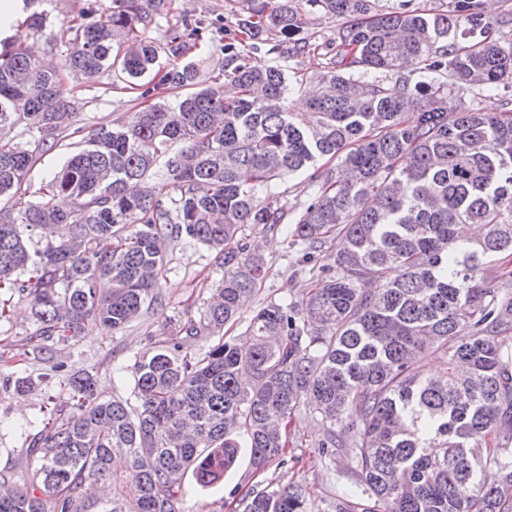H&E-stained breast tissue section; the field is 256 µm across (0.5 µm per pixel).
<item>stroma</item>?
Returning a JSON list of instances; mask_svg holds the SVG:
<instances>
[{"label":"stroma","mask_w":512,"mask_h":512,"mask_svg":"<svg viewBox=\"0 0 512 512\" xmlns=\"http://www.w3.org/2000/svg\"><path fill=\"white\" fill-rule=\"evenodd\" d=\"M139 2L153 17L149 34L159 43L165 42L169 28L177 21L207 16L213 24L212 34L204 36L185 55L186 60L198 64L205 79L223 74L224 68L219 64L224 56L223 46L237 36L240 20L249 15L247 0ZM340 25V19L309 8L302 36L309 42L310 52L296 55L262 44L251 50L250 63L261 69L271 66L284 69L291 88L290 103L295 111H303L306 89L320 77L327 59L340 51L336 40ZM150 85L146 77L134 88L123 83L111 85L103 78L64 80L61 89L70 112L82 127L81 132L63 138L55 149L41 156L28 176L30 193L2 200L0 207L15 212L25 208L33 201L34 191L52 177L72 152L82 148L88 130L123 116L141 102L142 90ZM245 235L252 249L261 252L271 265L272 273L257 286L252 300L236 321L224 328L225 338L239 343L245 342L248 325L263 302L272 298L297 299L311 286L307 267L301 261V246L277 230L249 229ZM223 279L224 266L217 262L214 251L194 241L171 242L167 247L166 271L158 289L159 300L139 321L112 336L90 329L75 342L55 344L46 360H32L23 354L27 337L36 329L27 298L0 289V304L6 309L0 318V380L7 376L28 377L35 382L34 389L23 394L0 383V468L7 466L20 474L26 472L23 455L26 439L40 426L46 399H53L57 407H70L69 392L60 385L54 364H64L69 370L91 371L104 392L127 396L132 387L131 366L136 356L154 353L161 341L177 334L184 323L199 319ZM323 434L324 426L318 417L292 421L288 427L291 443L286 464L273 463L264 470H255L249 449H242L235 468L225 475L223 483L191 487L181 505L183 512H215L219 507L224 512H233V498L246 491L282 489L294 482L307 485L311 512H329L330 502L351 485L352 463L344 456L336 457L331 463L323 462L317 450V441Z\"/></svg>","instance_id":"1"}]
</instances>
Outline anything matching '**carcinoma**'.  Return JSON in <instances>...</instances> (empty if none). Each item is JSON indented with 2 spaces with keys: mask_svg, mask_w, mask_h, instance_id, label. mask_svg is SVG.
Returning a JSON list of instances; mask_svg holds the SVG:
<instances>
[{
  "mask_svg": "<svg viewBox=\"0 0 512 512\" xmlns=\"http://www.w3.org/2000/svg\"><path fill=\"white\" fill-rule=\"evenodd\" d=\"M249 2L224 44L233 98L182 61L211 24L184 19L161 46L137 0L89 3L58 34L33 11L25 37L60 46V67L3 42L0 131L37 138L0 139V198L27 192L37 156L72 126L64 77L161 73L142 95L160 101L97 126L23 212L0 209V288L28 299L37 325L27 352L140 319L174 240L217 251L227 271L199 320L134 362L130 397L104 395L87 370L61 375L72 404L43 410L28 436L25 488L0 470V512H180L186 477L224 481L242 438L255 469L284 461L303 412L325 427L320 456L353 461L354 489L330 512H512V291L495 283L512 277V112L460 104L475 86L512 84V47L487 39L493 21L473 0L437 13L307 0L343 20L342 51L293 112L284 71L253 68L248 46L298 34L301 0ZM325 158L343 174L310 175L307 200L278 189ZM50 224L67 237L29 250L24 233ZM248 226L301 244L313 285L258 309L241 346L220 333L270 270L246 253ZM201 335L218 340L197 354L187 339ZM428 357L441 375L418 366ZM309 498L301 483L253 491L243 512H309Z\"/></svg>",
  "mask_w": 512,
  "mask_h": 512,
  "instance_id": "obj_1",
  "label": "carcinoma"
}]
</instances>
